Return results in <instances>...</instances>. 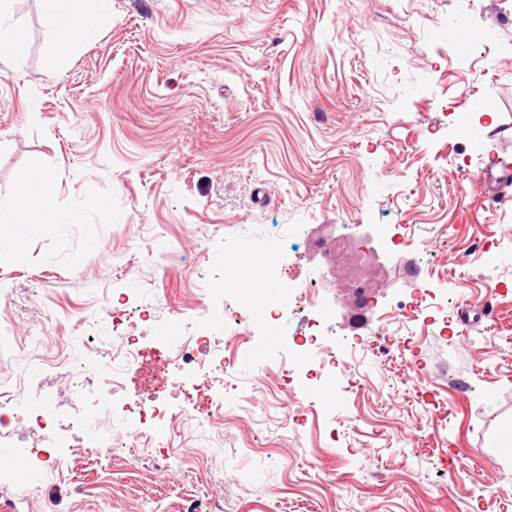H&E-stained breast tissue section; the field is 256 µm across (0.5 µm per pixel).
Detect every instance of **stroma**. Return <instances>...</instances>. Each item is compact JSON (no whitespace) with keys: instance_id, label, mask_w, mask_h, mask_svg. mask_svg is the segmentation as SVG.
Returning <instances> with one entry per match:
<instances>
[{"instance_id":"1","label":"stroma","mask_w":512,"mask_h":512,"mask_svg":"<svg viewBox=\"0 0 512 512\" xmlns=\"http://www.w3.org/2000/svg\"><path fill=\"white\" fill-rule=\"evenodd\" d=\"M42 0H10L23 42L0 60V202L33 158L53 171L58 213L0 246V391L34 365L33 397L52 424L21 448L78 440L89 408L77 372L108 361L97 317L132 291L152 306L144 351L126 371L136 398L200 403L220 373L181 378L157 357L171 311L202 312L225 243L274 254L289 282L309 278L322 245L338 254L336 335L377 339L418 289L445 296L446 325L409 323L417 366L358 358L354 388L309 411L296 436L283 412L213 420L206 440L178 428L176 453L148 441L77 451L62 471L19 480L0 467L7 512H512V264L468 254L471 238L512 233V201L475 182L512 173V0H112V25L78 42L58 70ZM478 33L475 63L442 36ZM489 102L450 111L462 92ZM103 205H94V198ZM82 221L68 223L72 212ZM399 234L384 268L360 233ZM492 298L495 319L484 317Z\"/></svg>"}]
</instances>
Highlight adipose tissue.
Instances as JSON below:
<instances>
[{"label": "adipose tissue", "mask_w": 512, "mask_h": 512, "mask_svg": "<svg viewBox=\"0 0 512 512\" xmlns=\"http://www.w3.org/2000/svg\"><path fill=\"white\" fill-rule=\"evenodd\" d=\"M43 24L57 48L56 65L65 68L69 61V49L75 41L87 38L92 33L111 27L112 0H92L91 12H83L77 0H44ZM54 178L40 161H32L19 173L18 180L23 187L22 195L11 208L10 217L0 216V242H7L13 248H21L23 241L14 231L15 225L36 223L52 219L56 205L48 192Z\"/></svg>", "instance_id": "adipose-tissue-1"}]
</instances>
